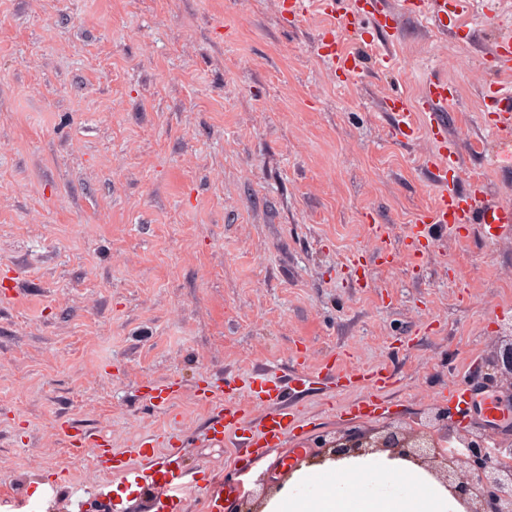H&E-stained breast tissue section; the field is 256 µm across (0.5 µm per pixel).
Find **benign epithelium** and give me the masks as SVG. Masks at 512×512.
Wrapping results in <instances>:
<instances>
[{"mask_svg":"<svg viewBox=\"0 0 512 512\" xmlns=\"http://www.w3.org/2000/svg\"><path fill=\"white\" fill-rule=\"evenodd\" d=\"M476 370L499 385L512 402V331ZM491 425L479 428L446 407L430 409L425 421L403 427H351L320 439L327 458L364 456L388 451L426 470L465 507V512H512V434L493 436Z\"/></svg>","mask_w":512,"mask_h":512,"instance_id":"1","label":"benign epithelium"}]
</instances>
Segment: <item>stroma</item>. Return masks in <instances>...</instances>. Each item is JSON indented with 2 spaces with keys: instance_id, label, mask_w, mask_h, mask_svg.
<instances>
[{
  "instance_id": "1",
  "label": "stroma",
  "mask_w": 512,
  "mask_h": 512,
  "mask_svg": "<svg viewBox=\"0 0 512 512\" xmlns=\"http://www.w3.org/2000/svg\"><path fill=\"white\" fill-rule=\"evenodd\" d=\"M334 23L282 0H0V486L37 502L61 471L84 512H157L62 425L116 450L153 439L137 468L175 448L257 491L319 436L416 424L451 384L497 398L469 362L512 323V237L431 225L413 264L437 144L427 114L406 140L383 103L396 90L416 105L430 77L448 79L460 185L512 204V153L485 110L489 83L512 88L488 62L512 0H471L445 30L405 16L372 43L345 37L366 61L356 82L318 52ZM334 360L394 376L388 416L351 415L357 388H295ZM257 373L308 427L237 460L233 437L206 436L214 408L198 393L216 379L219 403L246 398Z\"/></svg>"
}]
</instances>
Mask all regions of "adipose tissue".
I'll list each match as a JSON object with an SVG mask.
<instances>
[{
    "label": "adipose tissue",
    "instance_id": "1",
    "mask_svg": "<svg viewBox=\"0 0 512 512\" xmlns=\"http://www.w3.org/2000/svg\"><path fill=\"white\" fill-rule=\"evenodd\" d=\"M263 512H464L436 478L389 452L295 470Z\"/></svg>",
    "mask_w": 512,
    "mask_h": 512
}]
</instances>
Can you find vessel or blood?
<instances>
[{"instance_id": "b4317fda", "label": "vessel or blood", "mask_w": 512, "mask_h": 512, "mask_svg": "<svg viewBox=\"0 0 512 512\" xmlns=\"http://www.w3.org/2000/svg\"><path fill=\"white\" fill-rule=\"evenodd\" d=\"M470 0H431L430 9H423L420 0H402L399 7L393 8L385 0H351L348 9L340 14L338 28L327 29L321 41V55L331 68L338 70L349 79H357L364 71L363 58L355 53L342 51L339 47L338 32L354 33L361 26L362 18H371L374 27L391 29L397 24L402 12L411 10L425 12L439 27H447L449 18L465 13ZM492 70L497 74L512 73V29L503 28L496 32L489 53ZM453 92L447 80L441 77L431 79L416 106H409L398 96L386 99L387 111L399 117L398 127L404 136L414 132L415 112L432 113L435 107L451 101ZM491 112L496 116L493 128L503 139H512V91H494ZM432 135L439 147L429 155L428 167L434 171L436 193L432 206L422 212L415 220L410 236L412 245L410 254L413 260H421L427 253L422 243L424 229L430 224H440L464 228L471 224L482 225L488 238H496L505 228L512 227V206L490 200L481 182H471L467 189H459L455 181L458 166V146L448 142L444 126L439 118L431 120ZM363 376L372 391L352 404V411L374 413L379 409L382 391L389 388L393 379L381 369L364 371ZM251 389L264 412L254 426L248 427L245 445L249 448H267L282 443L288 435L296 433L302 426L300 415L292 411H282L277 407L281 396L280 386L264 374H257L252 380ZM246 406L236 403L221 409L210 423V431L215 440H223L226 431L246 425ZM96 458L100 466L112 476L123 482L140 488L159 489L162 498L169 502L179 501L181 495L196 484L199 475L173 469H158L144 472L132 468L129 458L147 455L146 441L139 440L125 452L115 454L108 448H96Z\"/></svg>"}]
</instances>
